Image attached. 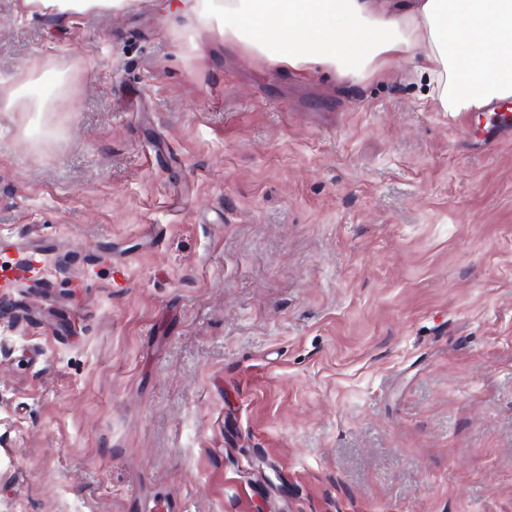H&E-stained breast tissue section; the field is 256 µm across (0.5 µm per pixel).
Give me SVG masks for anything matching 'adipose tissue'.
<instances>
[{
	"mask_svg": "<svg viewBox=\"0 0 512 512\" xmlns=\"http://www.w3.org/2000/svg\"><path fill=\"white\" fill-rule=\"evenodd\" d=\"M126 0H25L37 13L112 12ZM217 21L226 42L284 71L380 77L419 57L431 95L450 115L512 99V0H172ZM260 28H253V18Z\"/></svg>",
	"mask_w": 512,
	"mask_h": 512,
	"instance_id": "ef3b65f1",
	"label": "adipose tissue"
}]
</instances>
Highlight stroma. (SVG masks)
<instances>
[{"label":"stroma","mask_w":512,"mask_h":512,"mask_svg":"<svg viewBox=\"0 0 512 512\" xmlns=\"http://www.w3.org/2000/svg\"><path fill=\"white\" fill-rule=\"evenodd\" d=\"M167 3L0 0V512H512V135ZM125 0H25V6L37 13L112 12L123 8ZM138 500V509L143 512H187L182 500L164 490L157 491L151 497H142L137 492L133 495Z\"/></svg>","instance_id":"35a3bbf8"}]
</instances>
